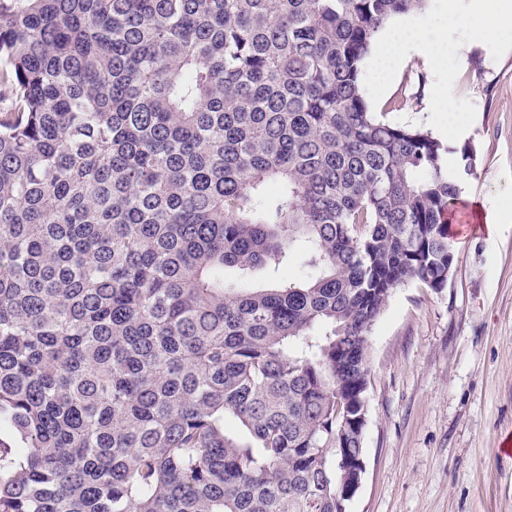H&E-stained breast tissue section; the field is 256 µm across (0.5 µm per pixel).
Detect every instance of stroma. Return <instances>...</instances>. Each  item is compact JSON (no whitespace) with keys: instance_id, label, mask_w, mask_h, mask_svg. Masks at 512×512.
I'll list each match as a JSON object with an SVG mask.
<instances>
[{"instance_id":"stroma-1","label":"stroma","mask_w":512,"mask_h":512,"mask_svg":"<svg viewBox=\"0 0 512 512\" xmlns=\"http://www.w3.org/2000/svg\"><path fill=\"white\" fill-rule=\"evenodd\" d=\"M434 75L407 55L376 106L426 125ZM453 94L476 118L448 286L395 288L369 338L366 471L347 512H512V51L472 49Z\"/></svg>"}]
</instances>
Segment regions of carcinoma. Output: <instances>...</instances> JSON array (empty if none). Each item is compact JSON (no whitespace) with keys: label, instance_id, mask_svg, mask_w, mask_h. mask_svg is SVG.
I'll use <instances>...</instances> for the list:
<instances>
[{"label":"carcinoma","instance_id":"cac0c4a2","mask_svg":"<svg viewBox=\"0 0 512 512\" xmlns=\"http://www.w3.org/2000/svg\"><path fill=\"white\" fill-rule=\"evenodd\" d=\"M426 2L0 0V512H341L474 174L363 95Z\"/></svg>","mask_w":512,"mask_h":512}]
</instances>
